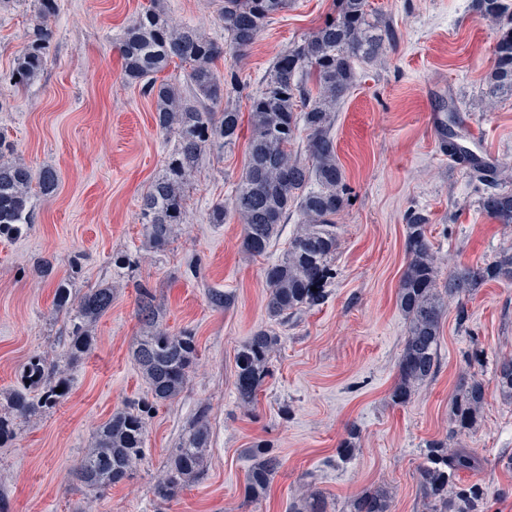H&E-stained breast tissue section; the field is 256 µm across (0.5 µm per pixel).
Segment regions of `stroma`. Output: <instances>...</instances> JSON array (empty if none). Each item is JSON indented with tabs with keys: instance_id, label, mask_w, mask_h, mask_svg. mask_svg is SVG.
I'll list each match as a JSON object with an SVG mask.
<instances>
[{
	"instance_id": "35a3bbf8",
	"label": "stroma",
	"mask_w": 512,
	"mask_h": 512,
	"mask_svg": "<svg viewBox=\"0 0 512 512\" xmlns=\"http://www.w3.org/2000/svg\"><path fill=\"white\" fill-rule=\"evenodd\" d=\"M368 2L373 14L392 20L398 39L380 60L356 62V83L336 107V155L352 196L337 218L336 280L324 304L279 327L273 373L249 412L236 398L235 354L253 330L269 324L261 270L281 256L298 221L282 225L263 258L242 251L235 217L207 223L209 208L230 200L243 171L245 129L223 158L204 157L187 200L188 222L170 249L144 252L140 200L174 139L157 131L151 98L124 80L118 48L151 0H61L42 77L23 90L0 83V131L14 142L15 159L53 168L59 177L53 195L36 198L28 233L0 240V389L13 387L31 352L55 349L53 286L34 271L40 257H54L60 278L69 274L70 258L80 256L78 287L107 280L114 288L112 308L95 329L93 350L73 369L63 404L18 423L11 447L0 448L5 512H287L304 488L321 492L331 512H350L356 494L378 485L392 493L391 512H425L418 470L433 440L477 457L479 469L460 480L480 484L486 512H512V401L503 399L494 377L499 358L512 355V284L489 283L449 300L436 376L408 403L391 398L407 334L397 286L409 213L427 214L428 237L446 271L486 262L512 245V225L483 212L484 184L449 156L440 131L455 120L462 145L512 177V96L489 95L485 80L497 25L479 17L473 0ZM332 5L293 0L244 59L225 51L218 69L237 65L255 90L281 49L317 28ZM165 9L176 23L224 37L213 0H166ZM30 28L29 6L0 13V72L11 67ZM432 114L438 126L429 123ZM471 122L481 139L472 138ZM118 251L141 254L132 276L115 272ZM191 256L200 263L195 274L186 266ZM139 281L155 288L168 330L195 334L198 361L182 394L149 418L141 465L96 494L74 478L78 459L97 425L147 394L132 357ZM211 288L233 293V306L212 309ZM469 369L485 386L483 417L475 430L454 436L450 407ZM204 404L211 422L207 474L159 503L151 486ZM353 427L359 439L345 461L337 450ZM257 440L273 445L281 466L267 497L247 507L246 450Z\"/></svg>"
}]
</instances>
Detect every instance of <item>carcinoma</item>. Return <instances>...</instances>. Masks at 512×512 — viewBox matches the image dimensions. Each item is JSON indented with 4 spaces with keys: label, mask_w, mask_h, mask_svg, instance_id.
I'll return each mask as SVG.
<instances>
[{
    "label": "carcinoma",
    "mask_w": 512,
    "mask_h": 512,
    "mask_svg": "<svg viewBox=\"0 0 512 512\" xmlns=\"http://www.w3.org/2000/svg\"><path fill=\"white\" fill-rule=\"evenodd\" d=\"M28 1L33 5L31 31L10 71L0 75L17 89L34 83L44 72L52 37L50 21L61 8L60 0H0V11H11ZM153 2L154 6L132 19L122 39L125 81L141 86L153 99L156 127L175 139L163 173L140 201L149 252L163 251L175 240L187 222V192L204 154L222 155L234 148L242 123L235 100L242 85L239 70L234 65L222 73L216 68L223 47L197 27L173 23L157 6L159 0ZM291 4L292 0H218L224 37L236 57L245 56L271 19ZM333 6L332 16L323 24L280 51L259 87L247 95L251 127L247 162L230 202L213 204L207 216L209 224H223L228 215L235 216L243 226L244 252L257 257L268 251L288 216L299 213L301 221L288 247L263 268L269 290L266 312L279 325L324 304L330 295L336 279V218L348 206L350 195L336 156V103L355 85L354 63L377 60L397 41V31L389 21L372 17L368 0H333ZM476 9L481 16L498 20L512 12V5L505 0H477ZM171 65L184 69L185 88L158 78ZM488 84L493 96L512 95V23L497 36ZM302 130L306 140L298 148ZM451 137L448 131L443 139L449 155L469 165L471 176L487 185L481 199L483 211L498 223L511 225L512 190L502 187L507 180L503 171H491ZM13 153L14 143L1 131L0 239L8 241L28 232L34 223L35 197L52 195L58 183L55 170L35 171L10 159ZM427 232L428 217L411 214L406 224L407 262L397 291L408 335L392 392L396 404L408 402L418 386L436 375L448 298L469 294L489 282L512 283V246L499 250L484 264H461L444 278ZM81 270V257L75 256L69 275L55 282L53 320L64 329L60 351L52 358L40 351L31 353L19 369L16 387L0 392L1 448L12 442L17 422L45 416L66 398L71 369L91 351L95 328L112 308V283L101 281L82 290L74 287ZM136 290L141 332L133 358L148 394L97 426L75 466L76 478L92 492L133 474L143 461L148 418L157 406L184 391L198 360L196 336L189 330L169 332L159 323L153 288L139 282ZM207 299L217 310L234 303L231 294L216 288L208 290ZM279 345L276 331L260 328L237 350L235 391L243 408H254L271 376ZM495 379L503 398L512 401V357L497 361ZM58 388L62 392H56ZM484 400V384L477 375L463 378L453 401V430L461 433L474 428ZM209 439V409L202 406L151 486L156 500L168 502L204 478ZM248 456L251 464L243 498L258 503L270 491L280 460L265 440L254 442ZM423 457L418 486L425 512H484L480 485L456 483L460 473L477 469L472 453L433 440L426 443ZM288 512H327V503L308 489L290 501ZM350 512H391V495L381 486L363 490L351 501Z\"/></svg>",
    "instance_id": "obj_1"
}]
</instances>
